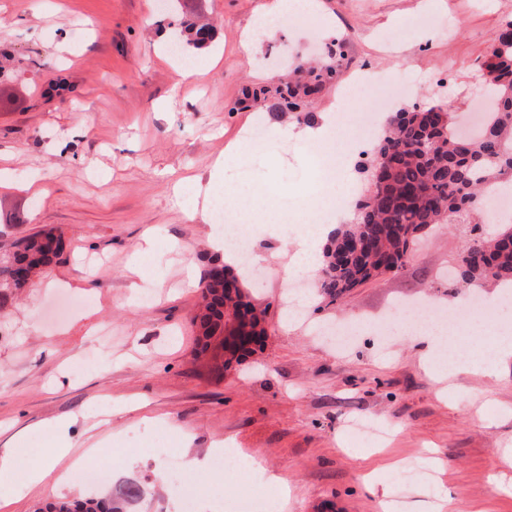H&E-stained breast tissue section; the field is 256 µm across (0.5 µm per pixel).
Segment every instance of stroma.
I'll list each match as a JSON object with an SVG mask.
<instances>
[{"label": "stroma", "mask_w": 512, "mask_h": 512, "mask_svg": "<svg viewBox=\"0 0 512 512\" xmlns=\"http://www.w3.org/2000/svg\"><path fill=\"white\" fill-rule=\"evenodd\" d=\"M263 2L201 0L215 39L184 54L219 62L187 78L177 59L157 58L178 38L180 0L164 12L158 0H0V169L12 183L0 190V249L50 229L64 241L59 260L0 309V453L51 447L54 434L36 426L63 422L75 456L101 471L93 487L34 489L15 512L62 497L115 495L130 483L142 495L129 512H180L155 474L161 459L149 449L158 438L181 460L233 441L244 457L287 478V512H379L366 474L399 489L412 512H428L432 493L403 485L396 460L429 473L455 512H512V484L492 487L493 451L512 443V364L493 377L461 373L441 384L423 368L426 343L416 331L386 342L365 327L340 353L315 330L427 300L443 306L450 338L504 335L512 319L455 317L467 295L442 273L463 249L458 230H429L400 273L336 304L305 297L298 320L284 316L289 251L252 236L251 261L262 278L245 276V288L267 307L271 329L218 381L196 357L193 325L198 283L218 253L209 224L183 210L204 194L226 146L259 119L266 138L252 142L246 162L226 168L224 178L242 205L265 200L268 212L300 227L319 197L321 173L297 123L236 109L243 90L318 54L336 32L350 42L344 68L419 75L398 107L445 100L453 111H471L482 90L480 65L494 33L512 19V0H320L332 27H283L244 52L242 32ZM381 96L332 86L313 110L365 112ZM147 240L151 252L132 272ZM355 420L385 423L392 433L368 444L350 436ZM194 477L224 496L200 512H232L237 499L260 489L231 472Z\"/></svg>", "instance_id": "1"}]
</instances>
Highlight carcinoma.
<instances>
[{"mask_svg": "<svg viewBox=\"0 0 512 512\" xmlns=\"http://www.w3.org/2000/svg\"><path fill=\"white\" fill-rule=\"evenodd\" d=\"M186 44L202 46L213 28L195 22L184 26ZM483 65L496 74L489 88L484 121L475 132L462 129L459 116L440 104L401 110L389 118L373 157L365 166L366 190L355 203L356 217L341 224L326 243L316 288L334 303L368 281L399 273L422 235L436 224L464 228L465 245L452 264L449 280L464 287L512 284V225L491 236L480 214L489 184L512 180V22L492 38ZM340 64L333 48L324 63L300 65L288 80L247 88L238 105H262L273 118L312 122V98L336 81ZM63 239L52 232L22 238L11 255L0 259V308L6 306L40 270L55 262ZM203 307L196 317L197 355L224 335V316L242 308L252 311L237 274L215 264L202 287ZM242 347L232 359L213 352L212 371L221 376L231 360L252 354ZM140 495L129 484L118 497L57 499L40 512H124Z\"/></svg>", "mask_w": 512, "mask_h": 512, "instance_id": "obj_1", "label": "carcinoma"}]
</instances>
